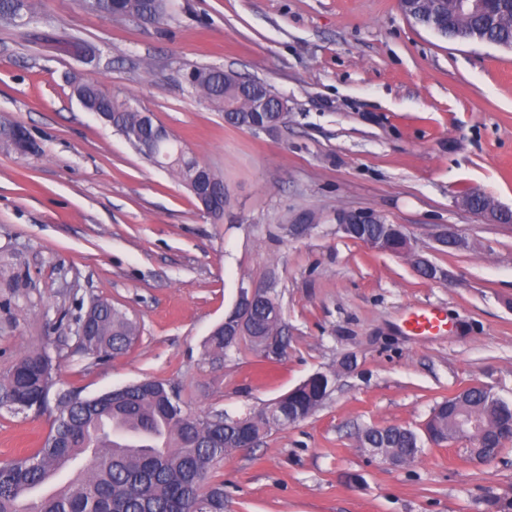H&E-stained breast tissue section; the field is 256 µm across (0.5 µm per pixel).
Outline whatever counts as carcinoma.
I'll list each match as a JSON object with an SVG mask.
<instances>
[{"label": "carcinoma", "mask_w": 512, "mask_h": 512, "mask_svg": "<svg viewBox=\"0 0 512 512\" xmlns=\"http://www.w3.org/2000/svg\"><path fill=\"white\" fill-rule=\"evenodd\" d=\"M120 13L151 24L166 16L170 0H119ZM490 13L461 12L456 0H421L427 16L439 15L445 37L465 30H478L485 42L512 44V3L496 0ZM32 0H0V22L30 12ZM192 89L224 113L236 115L235 127L254 129L265 124L267 113L255 110V100L243 98L239 82L221 79L220 69L190 70ZM73 91L88 104L111 115L112 127L138 133L133 146L153 145L158 125L144 126L141 111L103 91L92 78H74ZM165 168L187 184L207 168L188 155L181 141L160 145ZM382 234L379 224H354L344 237L364 242ZM255 333L248 337L252 348L271 361L270 341L283 336L282 314L275 306L256 305L249 310ZM136 321L107 301L98 303L86 322L80 347L97 358L126 353L139 339ZM207 351L224 356L232 344L224 343V331L208 337ZM55 366L43 351H34L0 377V408L42 414L49 409ZM331 377L316 373L292 392L266 404L245 418H232L222 411L185 417L179 397L159 380L143 381L112 390L102 396L75 403V392L59 397L50 431L41 448L32 454L0 462V512H224V482L212 479L213 465L250 433L258 442L274 428H283L311 416L325 401ZM475 417L483 429L471 438L472 456L491 458L504 446L512 426V401L485 387L460 391L438 404L425 423V433L437 445L457 437L460 421ZM363 448H386L414 461L421 437L400 426L368 428L360 436ZM76 470L66 483L40 493L65 466Z\"/></svg>", "instance_id": "cac0c4a2"}]
</instances>
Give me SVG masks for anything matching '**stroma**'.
<instances>
[{"instance_id": "35a3bbf8", "label": "stroma", "mask_w": 512, "mask_h": 512, "mask_svg": "<svg viewBox=\"0 0 512 512\" xmlns=\"http://www.w3.org/2000/svg\"><path fill=\"white\" fill-rule=\"evenodd\" d=\"M35 3L33 23L0 24V121L39 147L22 158L0 146V376L42 350L59 364L55 392L158 379L188 413L240 417L330 373L313 415L214 465L224 512H512V442L482 463L467 442L426 440L403 467L358 442L369 427L422 431L470 385L512 401V224L459 200L477 189L512 208V50L442 38L398 0H172L151 25ZM197 66L267 84L284 124H225L185 81ZM74 74L150 110L220 174L223 219L84 110ZM342 211L403 225L443 277L343 237ZM305 218L310 229L282 233ZM447 226L466 248L437 243ZM243 284L280 299L281 361L246 341L217 360L204 346ZM98 299L141 327L107 361L76 340ZM416 309L444 327L415 335ZM50 423L1 409L0 461L40 448Z\"/></svg>"}]
</instances>
